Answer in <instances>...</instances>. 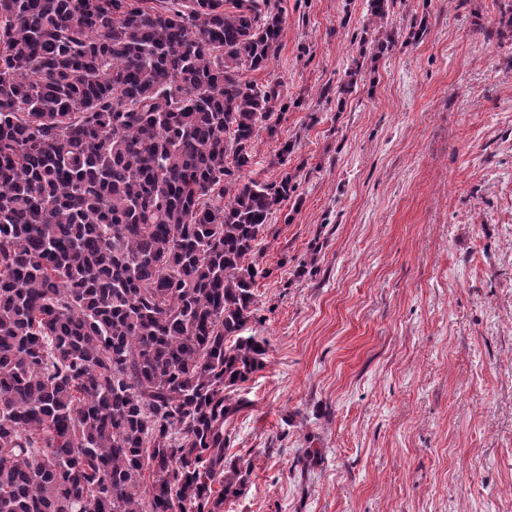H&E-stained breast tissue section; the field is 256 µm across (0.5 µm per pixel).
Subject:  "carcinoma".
<instances>
[{
  "label": "carcinoma",
  "mask_w": 512,
  "mask_h": 512,
  "mask_svg": "<svg viewBox=\"0 0 512 512\" xmlns=\"http://www.w3.org/2000/svg\"><path fill=\"white\" fill-rule=\"evenodd\" d=\"M271 0H0V512H221L263 367ZM232 164H226L227 158ZM221 486L214 490V484Z\"/></svg>",
  "instance_id": "cac0c4a2"
}]
</instances>
